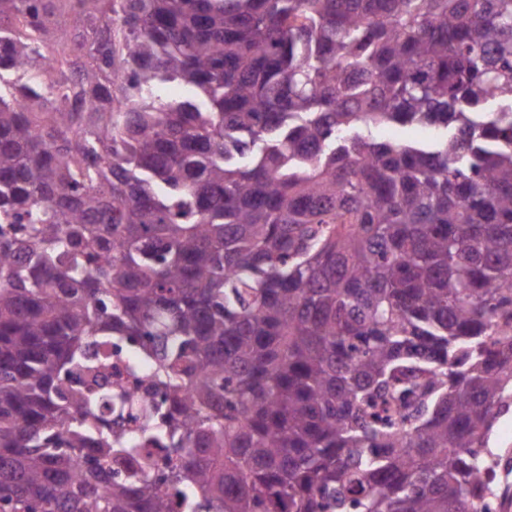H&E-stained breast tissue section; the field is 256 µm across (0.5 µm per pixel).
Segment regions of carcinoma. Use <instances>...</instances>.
<instances>
[{
	"mask_svg": "<svg viewBox=\"0 0 512 512\" xmlns=\"http://www.w3.org/2000/svg\"><path fill=\"white\" fill-rule=\"evenodd\" d=\"M511 404L512 0H0L5 512H481ZM374 134L380 140L385 141H401V140H430L434 137L435 132L431 128L413 126V127H396L386 126L378 128Z\"/></svg>",
	"mask_w": 512,
	"mask_h": 512,
	"instance_id": "carcinoma-1",
	"label": "carcinoma"
}]
</instances>
